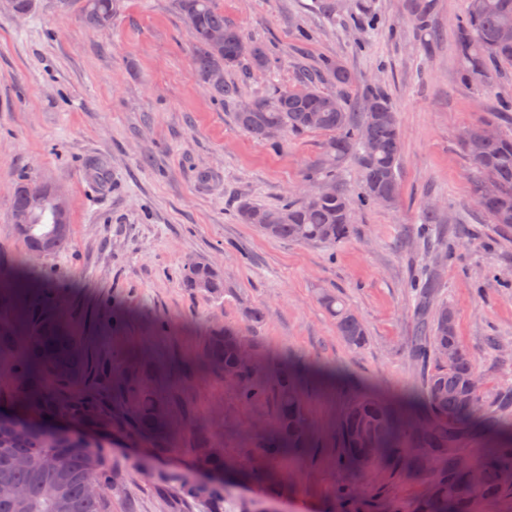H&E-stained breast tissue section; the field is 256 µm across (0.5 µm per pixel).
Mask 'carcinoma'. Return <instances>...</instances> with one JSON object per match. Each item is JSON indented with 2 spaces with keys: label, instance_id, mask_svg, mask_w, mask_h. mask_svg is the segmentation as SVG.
Masks as SVG:
<instances>
[{
  "label": "carcinoma",
  "instance_id": "cac0c4a2",
  "mask_svg": "<svg viewBox=\"0 0 512 512\" xmlns=\"http://www.w3.org/2000/svg\"><path fill=\"white\" fill-rule=\"evenodd\" d=\"M84 24L101 29L112 24L117 0H79ZM178 9L192 36V66L196 80L216 64L224 71L246 65L253 70L270 67V57L260 44L240 49L244 39L215 0H177ZM435 0H408L412 18L428 26ZM224 31V45L216 49L210 33ZM512 31V0H468L464 18L456 31V51L462 62V81L469 84L471 71L481 68L493 83L500 67L512 63V39L501 38ZM322 73L336 84V93H324L316 80L305 77L299 89L278 87L253 99L251 112L235 110L236 124L254 138L278 146L281 135L306 130L329 134L319 156L305 169L312 183L333 182L336 193L319 191L309 198H288L276 208H263L242 200L235 217L242 224H257L267 236L298 242L335 246L352 232L355 210L378 205L381 196L396 200L400 194L398 170L401 137L397 113L387 92L368 85L358 111H351L343 95L354 78L340 62L326 59ZM207 91L218 102H235L238 88L227 82ZM370 100L375 110H364ZM489 124L468 127L470 141L463 150L479 177L473 194L493 223L512 227V136L502 132L489 137ZM359 160L363 192L353 197L339 183L338 175L348 160ZM491 180L496 193L486 198L483 185ZM27 180L13 190L12 221L29 253L61 252L71 241L68 217L59 216L51 202L34 209L24 192ZM266 218L269 225L259 223ZM184 287L218 302L224 297V274L206 260L185 266L180 273ZM415 288L419 290L418 333L411 355L432 369L424 378L419 421L398 412L389 403L372 396L355 399L341 421L339 439L342 469L366 473L384 458H394L413 474L432 475L428 493L402 503L395 512H484L506 494L512 482V439L492 448H481L473 459L460 456V445L478 419L507 410L512 412V394L503 400L484 386L473 388L478 376L472 358L464 351L457 328L448 326L452 309L444 304L430 312L435 277L426 265ZM321 302L336 319V332L351 348L366 342L363 321L334 293ZM455 356L444 358L447 349ZM257 342L240 329L224 323L209 326L203 341L202 361L231 382L240 399L254 403L267 395L256 358ZM0 410L8 409L29 419L48 421L63 414L96 442L61 440L42 433L0 428V512H112V498L126 497L135 473L109 466L97 449L114 438L136 439L154 455L174 451L177 435L171 417L161 408L159 395L146 389L147 371L134 361L126 368L120 385L112 392L101 381L112 373L106 362L89 359L80 337L73 334L68 319L35 309L22 331L0 328ZM276 417L260 431L252 449V461L244 470L224 457V449L207 425L195 428L191 451L201 470L237 472L245 480L262 486L270 495L287 488L284 461L311 452L305 409L297 376L281 371L275 382ZM167 512H224V485L200 484L188 477L161 481L155 490Z\"/></svg>",
  "mask_w": 512,
  "mask_h": 512
}]
</instances>
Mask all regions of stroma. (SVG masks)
I'll return each instance as SVG.
<instances>
[{
    "label": "stroma",
    "instance_id": "1",
    "mask_svg": "<svg viewBox=\"0 0 512 512\" xmlns=\"http://www.w3.org/2000/svg\"><path fill=\"white\" fill-rule=\"evenodd\" d=\"M226 22L264 44L269 71L237 70L228 81L241 99L271 87L296 88L303 69L324 59L354 76L355 102L365 84L381 85L397 111L402 137L400 196L360 210L352 237L329 248L267 237L239 224L247 199L277 206L306 193L308 164L325 133L284 137L275 149L238 127L230 109L198 85L192 38L175 0H119L108 30L87 28L78 12L35 0L16 15L0 0V274L19 272L0 304V326H24L30 307L49 302L74 322L93 359L121 368L131 357L152 364L146 382L172 414L190 408L172 454L118 438L104 453L142 475L112 512H163L155 484L163 475L194 476L188 450L197 422L210 423L224 456L243 464L255 427L275 414L274 398L244 404L216 372L177 377L173 362L201 358L212 312L243 327L242 311L262 307L256 332L267 365L302 372L300 393L316 455L302 458L296 482L269 496L250 484L225 486V512H344L337 491L347 475L335 464L348 405L372 393L390 402L418 401L423 369L415 342L416 298L409 283L433 263L434 305L456 315L460 342L496 392L512 387V228L492 222L472 191L475 170L459 132L492 122L512 135V66L492 86H463L456 26L467 0H435L430 32L412 22L407 0H217ZM23 177L61 190L71 243L54 255L28 252L11 218L15 182ZM435 210L445 242L417 235L423 210ZM206 259L224 273V297L213 303L183 288L180 271ZM332 291L363 320L367 341L350 348L321 305ZM504 342L502 356L486 347ZM355 512H389L414 500L427 477L384 463L359 480Z\"/></svg>",
    "mask_w": 512,
    "mask_h": 512
}]
</instances>
